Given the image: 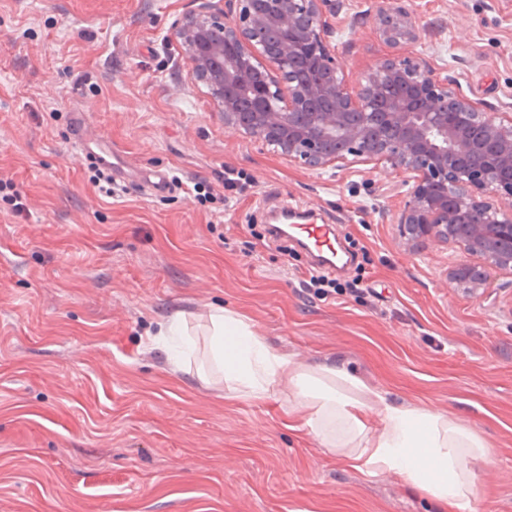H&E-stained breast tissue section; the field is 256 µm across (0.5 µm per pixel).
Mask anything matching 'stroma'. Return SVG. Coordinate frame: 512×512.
I'll list each match as a JSON object with an SVG mask.
<instances>
[{
    "label": "stroma",
    "instance_id": "35a3bbf8",
    "mask_svg": "<svg viewBox=\"0 0 512 512\" xmlns=\"http://www.w3.org/2000/svg\"><path fill=\"white\" fill-rule=\"evenodd\" d=\"M330 37L357 81L394 48L389 0H344ZM403 54L512 103V0H409ZM195 0H0V512H435L398 477L360 472L288 425L286 403L228 401L154 344L175 314L222 305L277 351L356 372L399 403L454 415L491 443L470 462L469 512H512V273L478 298L443 275L451 251L400 245L403 175L317 172L232 134L187 78L172 36ZM142 171L94 187L73 112ZM254 178L226 204L224 169ZM336 225L362 295L319 297L296 249L266 238L279 205Z\"/></svg>",
    "mask_w": 512,
    "mask_h": 512
}]
</instances>
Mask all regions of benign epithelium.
<instances>
[{
    "label": "benign epithelium",
    "instance_id": "1",
    "mask_svg": "<svg viewBox=\"0 0 512 512\" xmlns=\"http://www.w3.org/2000/svg\"><path fill=\"white\" fill-rule=\"evenodd\" d=\"M197 0L173 27L224 127L312 170L374 163L401 170L412 186L395 215L409 254L425 243L457 259L448 281L466 295L485 292L490 272L512 271V113L473 102L452 75L397 55L356 87L328 42L336 0ZM392 12L400 50L417 39L405 0ZM265 29L262 44L253 31Z\"/></svg>",
    "mask_w": 512,
    "mask_h": 512
}]
</instances>
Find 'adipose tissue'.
<instances>
[{
    "label": "adipose tissue",
    "mask_w": 512,
    "mask_h": 512,
    "mask_svg": "<svg viewBox=\"0 0 512 512\" xmlns=\"http://www.w3.org/2000/svg\"><path fill=\"white\" fill-rule=\"evenodd\" d=\"M161 340L176 369L195 368L204 381L222 374L225 399L293 394L290 417L297 428L351 468L398 475L441 512H459L474 499L468 464L495 453L448 413L390 401L356 373L275 351L238 312L217 306L201 319L175 315Z\"/></svg>",
    "instance_id": "obj_1"
}]
</instances>
